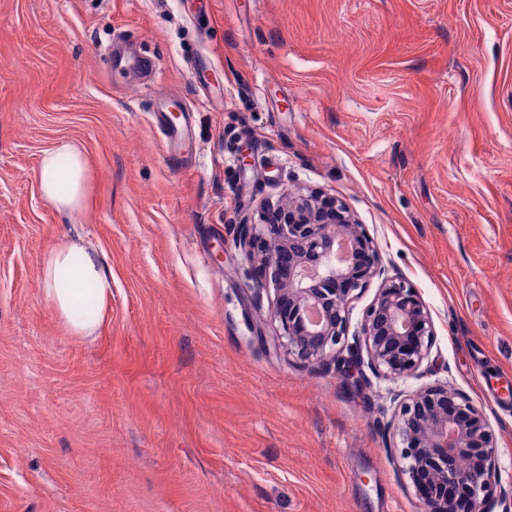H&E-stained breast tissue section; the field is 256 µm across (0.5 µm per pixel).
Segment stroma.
Listing matches in <instances>:
<instances>
[{
	"mask_svg": "<svg viewBox=\"0 0 512 512\" xmlns=\"http://www.w3.org/2000/svg\"><path fill=\"white\" fill-rule=\"evenodd\" d=\"M118 40L152 77L113 70ZM61 141L88 160L72 215L37 189ZM312 188L428 305L420 377L359 398L253 340L235 226ZM77 236L112 271L90 337L42 292ZM510 382L512 0H0V512H421L384 426L434 383L485 410L512 512ZM177 107L180 112H184L183 120L178 124H171L167 118V112L170 108ZM152 117L161 133V138L166 146V157L169 160H178L180 154L175 148L184 144L189 139L191 132L190 110L178 97L174 95L161 97L156 105L153 106Z\"/></svg>",
	"mask_w": 512,
	"mask_h": 512,
	"instance_id": "1",
	"label": "stroma"
}]
</instances>
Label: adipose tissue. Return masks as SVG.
I'll list each match as a JSON object with an SVG mask.
<instances>
[{
	"instance_id": "obj_1",
	"label": "adipose tissue",
	"mask_w": 512,
	"mask_h": 512,
	"mask_svg": "<svg viewBox=\"0 0 512 512\" xmlns=\"http://www.w3.org/2000/svg\"><path fill=\"white\" fill-rule=\"evenodd\" d=\"M86 173L83 155L70 143H58L45 150L40 159L39 191L60 213L75 214L83 207ZM42 283L45 299L69 333L91 336L97 332L102 321L100 306L112 283V272L104 259L77 243H63L45 257ZM88 292L98 304L92 312L83 306Z\"/></svg>"
}]
</instances>
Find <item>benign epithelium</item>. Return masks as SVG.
I'll return each mask as SVG.
<instances>
[{
	"label": "benign epithelium",
	"instance_id": "obj_1",
	"mask_svg": "<svg viewBox=\"0 0 512 512\" xmlns=\"http://www.w3.org/2000/svg\"><path fill=\"white\" fill-rule=\"evenodd\" d=\"M235 246L250 265L254 299L274 291L268 317L252 323L258 343L284 348L303 365H334L354 394L370 384L368 370L392 380L420 375L434 323L402 278L384 279L347 342L353 302L383 271L377 246L342 202L320 190L288 196L261 222L236 225ZM392 401L398 464L422 512H496L499 448L483 408L445 384Z\"/></svg>",
	"mask_w": 512,
	"mask_h": 512
}]
</instances>
